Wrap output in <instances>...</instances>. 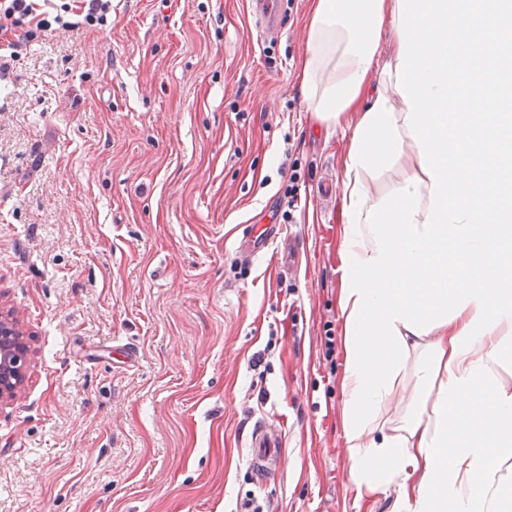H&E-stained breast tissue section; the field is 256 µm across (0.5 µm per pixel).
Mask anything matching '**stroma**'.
<instances>
[{
  "label": "stroma",
  "mask_w": 512,
  "mask_h": 512,
  "mask_svg": "<svg viewBox=\"0 0 512 512\" xmlns=\"http://www.w3.org/2000/svg\"><path fill=\"white\" fill-rule=\"evenodd\" d=\"M266 2L269 35L255 0H112L0 79V310L28 346L0 512H391L343 433L353 125L299 96L310 0ZM248 224L281 227L251 259ZM261 419L286 448L262 493Z\"/></svg>",
  "instance_id": "1"
}]
</instances>
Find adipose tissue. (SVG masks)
I'll return each mask as SVG.
<instances>
[{
    "label": "adipose tissue",
    "instance_id": "ef3b65f1",
    "mask_svg": "<svg viewBox=\"0 0 512 512\" xmlns=\"http://www.w3.org/2000/svg\"><path fill=\"white\" fill-rule=\"evenodd\" d=\"M307 48L315 120L362 109L338 298L356 489L512 512V0H311Z\"/></svg>",
    "mask_w": 512,
    "mask_h": 512
}]
</instances>
